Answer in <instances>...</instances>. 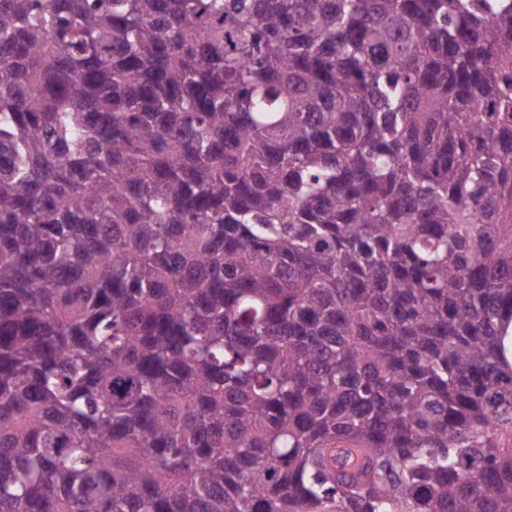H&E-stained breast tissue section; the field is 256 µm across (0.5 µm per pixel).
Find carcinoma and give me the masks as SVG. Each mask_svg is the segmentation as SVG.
<instances>
[{
    "label": "carcinoma",
    "mask_w": 512,
    "mask_h": 512,
    "mask_svg": "<svg viewBox=\"0 0 512 512\" xmlns=\"http://www.w3.org/2000/svg\"><path fill=\"white\" fill-rule=\"evenodd\" d=\"M512 0H0V512H512Z\"/></svg>",
    "instance_id": "1"
}]
</instances>
